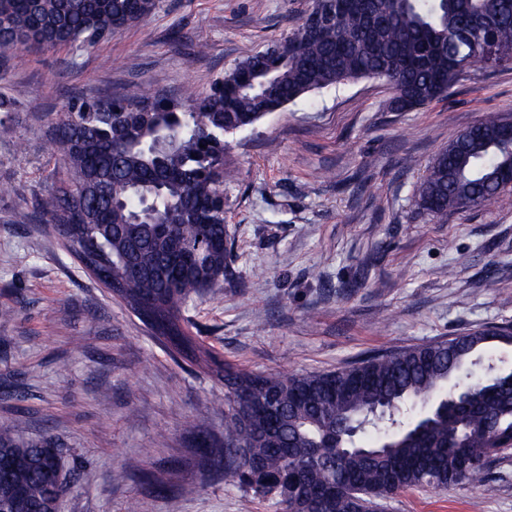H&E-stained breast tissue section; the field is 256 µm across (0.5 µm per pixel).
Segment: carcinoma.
<instances>
[{"label": "carcinoma", "instance_id": "1", "mask_svg": "<svg viewBox=\"0 0 512 512\" xmlns=\"http://www.w3.org/2000/svg\"><path fill=\"white\" fill-rule=\"evenodd\" d=\"M312 0L303 22L250 55L204 96L174 100L133 86L122 99L72 96L48 129L62 177L36 207L74 257L153 336L224 384V444L197 451L203 470L276 512H386L393 495L476 485L512 446V370L492 359L507 327L288 375L217 360L184 325L196 298L224 288L231 247L227 136L309 93L362 78L388 82L393 110L446 96L448 69L512 59V0ZM160 0H0V58L93 48L147 21ZM512 140L488 115L453 136L416 193L443 218L505 192ZM51 436L0 424L5 512H38L59 480Z\"/></svg>", "mask_w": 512, "mask_h": 512}]
</instances>
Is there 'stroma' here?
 Instances as JSON below:
<instances>
[{
  "label": "stroma",
  "mask_w": 512,
  "mask_h": 512,
  "mask_svg": "<svg viewBox=\"0 0 512 512\" xmlns=\"http://www.w3.org/2000/svg\"><path fill=\"white\" fill-rule=\"evenodd\" d=\"M312 0H161L145 25L82 52L0 62V424L50 435L74 468L65 512H275L196 463L224 439V387L174 359L70 254L52 225L19 223L60 174L46 135L66 98L144 84L209 90L301 23ZM208 45L198 55V41ZM115 64L105 70L102 57ZM390 86L329 87L232 137L234 237L220 296L186 313L224 362L332 371L375 352L512 324V191L439 221L414 205L423 172L483 116H512V62L464 73L450 96L389 109ZM25 141L17 152L16 141ZM262 276H255V269ZM211 410L195 427L200 408ZM162 479V493L151 478ZM475 486L395 495L389 512H512V459ZM195 494L181 492L184 484Z\"/></svg>",
  "instance_id": "stroma-1"
}]
</instances>
